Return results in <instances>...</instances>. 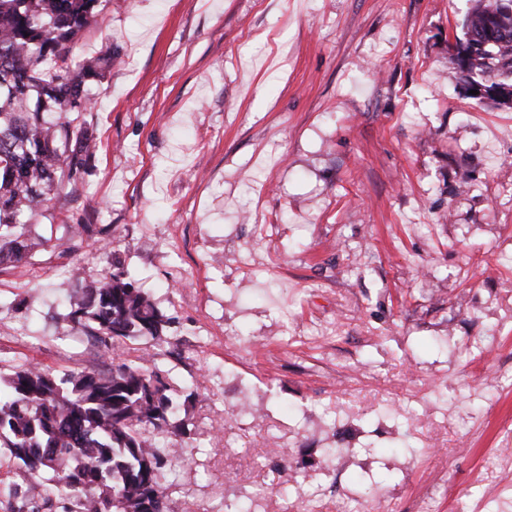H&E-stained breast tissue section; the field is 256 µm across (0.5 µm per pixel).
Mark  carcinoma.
<instances>
[{"label":"carcinoma","mask_w":512,"mask_h":512,"mask_svg":"<svg viewBox=\"0 0 512 512\" xmlns=\"http://www.w3.org/2000/svg\"><path fill=\"white\" fill-rule=\"evenodd\" d=\"M100 0H0V267L44 246L42 208L82 178L97 144L84 114L89 85L118 52L78 58L73 46ZM456 39L459 78L512 102V0L475 7ZM65 321L112 344L163 339L169 319L123 270L68 290ZM158 363L112 359L107 374H56L28 361L0 381V454L32 475L17 512H168L162 479L181 454L154 435L178 432V404Z\"/></svg>","instance_id":"1"}]
</instances>
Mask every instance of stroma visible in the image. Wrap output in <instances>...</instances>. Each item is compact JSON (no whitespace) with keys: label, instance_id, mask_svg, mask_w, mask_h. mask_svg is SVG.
<instances>
[{"label":"stroma","instance_id":"35a3bbf8","mask_svg":"<svg viewBox=\"0 0 512 512\" xmlns=\"http://www.w3.org/2000/svg\"><path fill=\"white\" fill-rule=\"evenodd\" d=\"M473 6L103 0L98 150L0 270V376L157 357L169 512H512V105L456 76ZM116 260L165 342L63 320Z\"/></svg>","mask_w":512,"mask_h":512}]
</instances>
